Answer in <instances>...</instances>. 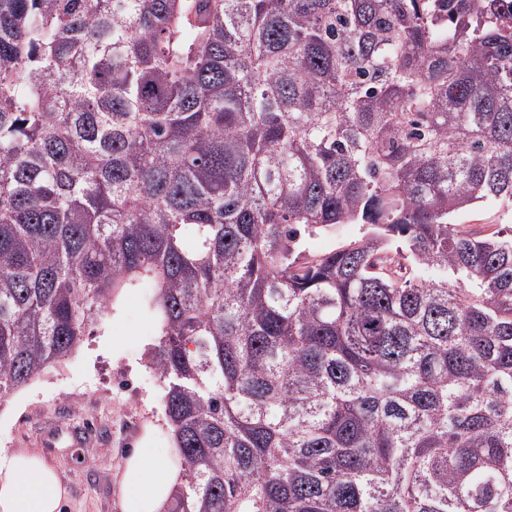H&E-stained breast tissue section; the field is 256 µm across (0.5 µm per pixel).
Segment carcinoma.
I'll return each instance as SVG.
<instances>
[{
    "label": "carcinoma",
    "mask_w": 512,
    "mask_h": 512,
    "mask_svg": "<svg viewBox=\"0 0 512 512\" xmlns=\"http://www.w3.org/2000/svg\"><path fill=\"white\" fill-rule=\"evenodd\" d=\"M491 201L512 0H0V399L149 289L168 512H512ZM455 223L461 224L465 231L481 232L482 235L508 231L509 227L512 229V205L505 207L494 202L479 205L459 214ZM362 235L361 224H340L331 232L308 237L305 241V248L307 253L319 254L345 242L358 239Z\"/></svg>",
    "instance_id": "1"
}]
</instances>
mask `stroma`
<instances>
[{
    "label": "stroma",
    "instance_id": "obj_1",
    "mask_svg": "<svg viewBox=\"0 0 512 512\" xmlns=\"http://www.w3.org/2000/svg\"><path fill=\"white\" fill-rule=\"evenodd\" d=\"M463 230L490 234L512 228V206L489 202L457 216ZM157 338L143 320L139 295L110 307L104 320L59 365L0 399V446L41 456L66 491L63 512H122L119 482L134 448H168L157 380L146 352ZM89 433L85 443L56 448L58 431Z\"/></svg>",
    "mask_w": 512,
    "mask_h": 512
}]
</instances>
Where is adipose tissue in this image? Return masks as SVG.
I'll list each match as a JSON object with an SVG mask.
<instances>
[{
  "label": "adipose tissue",
  "mask_w": 512,
  "mask_h": 512,
  "mask_svg": "<svg viewBox=\"0 0 512 512\" xmlns=\"http://www.w3.org/2000/svg\"><path fill=\"white\" fill-rule=\"evenodd\" d=\"M178 448L128 457L120 484L123 512H164L180 481ZM65 490L38 455L0 449V512H60Z\"/></svg>",
  "instance_id": "ef3b65f1"
}]
</instances>
